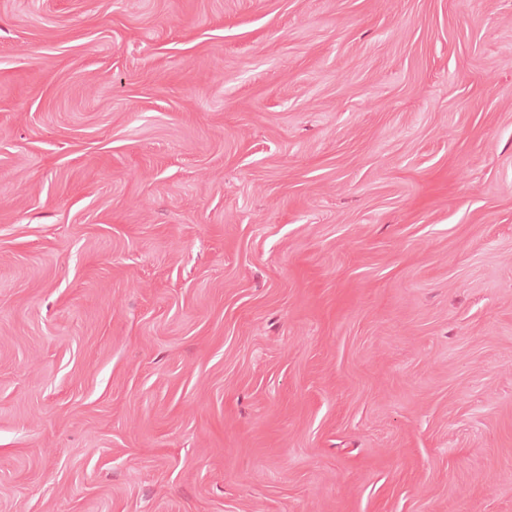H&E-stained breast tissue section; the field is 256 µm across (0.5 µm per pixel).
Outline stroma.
Masks as SVG:
<instances>
[{
	"instance_id": "1",
	"label": "stroma",
	"mask_w": 512,
	"mask_h": 512,
	"mask_svg": "<svg viewBox=\"0 0 512 512\" xmlns=\"http://www.w3.org/2000/svg\"><path fill=\"white\" fill-rule=\"evenodd\" d=\"M0 512H512V0H0Z\"/></svg>"
}]
</instances>
